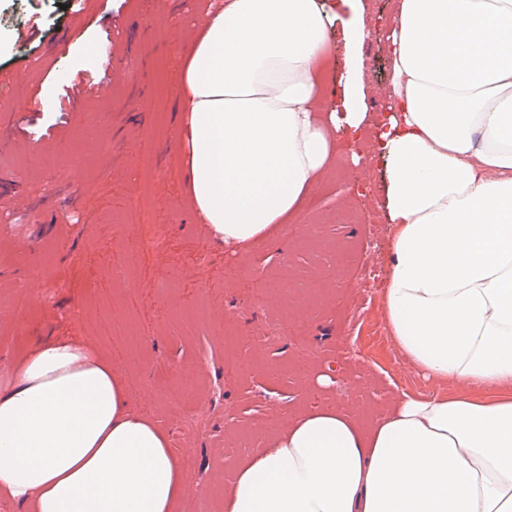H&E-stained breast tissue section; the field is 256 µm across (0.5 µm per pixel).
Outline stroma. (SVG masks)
I'll list each match as a JSON object with an SVG mask.
<instances>
[{"instance_id":"stroma-1","label":"stroma","mask_w":512,"mask_h":512,"mask_svg":"<svg viewBox=\"0 0 512 512\" xmlns=\"http://www.w3.org/2000/svg\"><path fill=\"white\" fill-rule=\"evenodd\" d=\"M364 2L371 105L390 80L397 0ZM204 11L205 0H0V77L18 81L0 98V379L40 338H90L170 438L189 487L176 512H225L237 464L291 411L339 403L376 419L398 395L455 389L376 343L383 301L353 296L382 179L377 161L352 164L344 136L303 208L245 256L198 223L175 155L181 49ZM117 58L128 82L60 106L75 75L105 80ZM45 154L54 165L36 167ZM145 210L163 217V244L129 268L124 242L150 232ZM272 277L285 285L277 313L252 297Z\"/></svg>"}]
</instances>
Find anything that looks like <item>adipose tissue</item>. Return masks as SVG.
I'll use <instances>...</instances> for the list:
<instances>
[{
  "instance_id": "obj_1",
  "label": "adipose tissue",
  "mask_w": 512,
  "mask_h": 512,
  "mask_svg": "<svg viewBox=\"0 0 512 512\" xmlns=\"http://www.w3.org/2000/svg\"><path fill=\"white\" fill-rule=\"evenodd\" d=\"M181 53L177 141L199 223L240 257L271 238L368 121L357 62L328 99L326 0H207ZM395 104L377 135L393 233L391 334L457 393L394 399L367 424L294 416L238 470L226 512H512V0H399ZM167 434L86 339L46 337L0 385V500L22 512H173Z\"/></svg>"
}]
</instances>
